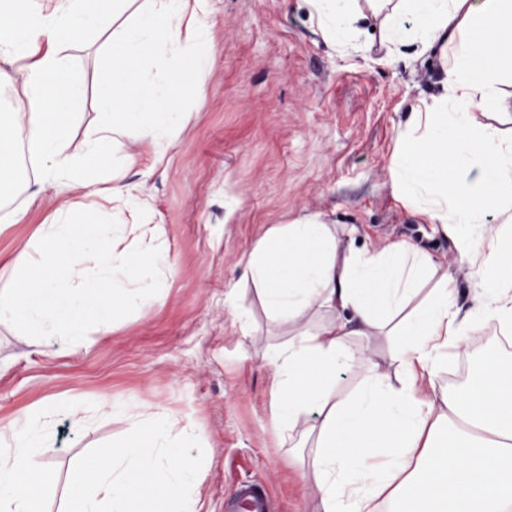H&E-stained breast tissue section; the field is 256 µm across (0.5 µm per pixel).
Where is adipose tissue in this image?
<instances>
[{"label": "adipose tissue", "instance_id": "ef3b65f1", "mask_svg": "<svg viewBox=\"0 0 512 512\" xmlns=\"http://www.w3.org/2000/svg\"><path fill=\"white\" fill-rule=\"evenodd\" d=\"M205 0H57L50 12L29 0H0V50L25 59L26 111L0 123V194L14 182L15 152L28 145L47 177L86 184L85 159L107 160L115 133L138 129L162 154L191 115L181 102L206 69L194 54L165 85L145 77L142 62L178 44L210 41ZM390 8L385 40L402 44V17L414 21L419 53L440 49L442 90L422 101L416 129L401 137L391 161L402 198L457 238L459 260L479 289L462 319L447 274L407 242L360 251L320 216L269 226L254 245L247 272L270 318L294 337L274 350V422L295 431L305 413L320 418L306 478L319 493L317 512H512V356L489 357L464 390L440 385L447 350L468 343L472 322L512 329V135L478 120L489 107L512 112V0H380ZM324 34L337 38L362 12L359 0H310ZM105 32L103 76L97 85L101 123L87 127L83 154L69 151L70 125L83 86L62 55L64 45ZM45 37L47 48L32 45ZM54 218L43 225L40 260L20 251L12 260L27 283L0 291V323L40 335L108 332L115 303L84 285L80 255L94 253L105 227L95 204L44 195ZM498 225L485 228L487 214ZM435 281L420 296L423 278ZM328 312L317 332L302 328L312 311ZM407 337L386 361L369 356L371 342ZM401 367L393 386L385 363ZM365 367L362 388L337 393L342 370ZM47 436L0 432V512H44L48 470L27 464V451L49 447Z\"/></svg>", "mask_w": 512, "mask_h": 512}]
</instances>
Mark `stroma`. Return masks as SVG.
Masks as SVG:
<instances>
[{
	"instance_id": "1",
	"label": "stroma",
	"mask_w": 512,
	"mask_h": 512,
	"mask_svg": "<svg viewBox=\"0 0 512 512\" xmlns=\"http://www.w3.org/2000/svg\"><path fill=\"white\" fill-rule=\"evenodd\" d=\"M208 20L210 63L183 102L192 119L163 161L137 131L114 143L116 156L136 155L126 180L143 183L150 205L107 203L99 220L119 231L113 255L150 286L148 304L124 307L108 334L92 327L78 341L0 324V429L48 435L51 450L28 456L55 474L46 512H62L83 454L156 412L203 446L198 512H226L240 483L264 485L274 512H315L318 491L302 477L315 438L271 421L267 354L291 332L268 319L245 274L270 225L317 214L356 228L364 249L409 242L447 268L462 311L475 304L454 239L398 197L389 172L398 136L439 87L440 56L416 55L410 43L389 51L372 14L345 43L326 42L307 0H208ZM63 54L85 87L71 126L77 152L100 119L101 63L88 37ZM40 188L72 203L86 190L21 172L0 200V290L20 287L11 261L51 221L31 199ZM134 221L156 227L155 262L143 260Z\"/></svg>"
}]
</instances>
